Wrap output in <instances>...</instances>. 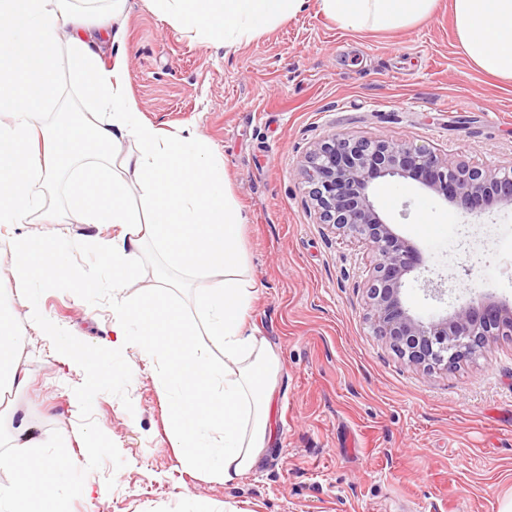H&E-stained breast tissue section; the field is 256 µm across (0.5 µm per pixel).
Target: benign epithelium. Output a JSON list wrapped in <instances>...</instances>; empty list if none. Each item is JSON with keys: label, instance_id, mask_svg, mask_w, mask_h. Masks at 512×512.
<instances>
[{"label": "benign epithelium", "instance_id": "obj_1", "mask_svg": "<svg viewBox=\"0 0 512 512\" xmlns=\"http://www.w3.org/2000/svg\"><path fill=\"white\" fill-rule=\"evenodd\" d=\"M299 173L319 223L373 253L366 288L370 320L376 335L408 364L452 371L490 337L512 335V304L491 298L465 301L438 320L410 314L401 291L420 254L371 199L376 180L411 179L461 214L478 215L495 203L512 205V164L497 171L453 165L448 156L407 139L334 133L310 149Z\"/></svg>", "mask_w": 512, "mask_h": 512}]
</instances>
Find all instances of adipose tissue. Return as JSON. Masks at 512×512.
Instances as JSON below:
<instances>
[{"instance_id":"adipose-tissue-1","label":"adipose tissue","mask_w":512,"mask_h":512,"mask_svg":"<svg viewBox=\"0 0 512 512\" xmlns=\"http://www.w3.org/2000/svg\"><path fill=\"white\" fill-rule=\"evenodd\" d=\"M127 0H0V227L34 214L55 223L31 191L34 180L68 175L75 224L120 227L118 237L90 241L112 265V287H126L146 248L201 283L197 317L174 300V281L125 305L112 323V345L133 349L150 365L170 400L169 430L182 460L209 477L232 482L257 467L271 443L269 419L279 365L271 347L248 331L256 294L241 246L240 209L229 195L224 162L195 128L171 133L141 118L126 81L127 57L117 44ZM344 29H406L428 19L439 0H320ZM307 0H149L177 28L233 47L300 12ZM458 50L471 65L512 81V0H448ZM117 50L103 62L101 45ZM67 50L77 93L98 123L51 116L61 98L57 56ZM137 150L121 154L123 142ZM16 300L33 306L58 282L85 284L70 263L71 243L59 231L12 238ZM15 310H0V400L27 385ZM222 364H215V355ZM57 435L55 454L17 452L0 440V512H67L58 488L78 496Z\"/></svg>"}]
</instances>
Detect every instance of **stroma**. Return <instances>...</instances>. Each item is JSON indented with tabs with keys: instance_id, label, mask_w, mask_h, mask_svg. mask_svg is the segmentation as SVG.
<instances>
[{
	"instance_id": "obj_1",
	"label": "stroma",
	"mask_w": 512,
	"mask_h": 512,
	"mask_svg": "<svg viewBox=\"0 0 512 512\" xmlns=\"http://www.w3.org/2000/svg\"><path fill=\"white\" fill-rule=\"evenodd\" d=\"M128 90L142 116L175 133L186 125L224 158L242 242L258 288L248 323L280 372L261 464L231 483L194 474L169 431L170 405L149 368L132 378L133 352L112 349L119 302L158 286L146 254L133 285L113 293L104 262L73 253L92 288L62 283L39 298L58 335L24 327L29 383L11 403L27 417L13 445L71 438L76 482L103 496L69 497L70 512H501L512 501V335L495 336L451 372L410 367L368 319L367 258L318 223L298 167L334 133L410 139L494 170L512 163V81L458 53L441 0L402 30L351 31L319 0L236 51L161 20L128 0ZM373 200L422 265L402 298L422 318L462 298L512 303V207L467 219L396 178ZM442 284L437 298L427 283ZM80 343L114 369L92 404L82 396ZM102 439L105 449L93 448Z\"/></svg>"
}]
</instances>
